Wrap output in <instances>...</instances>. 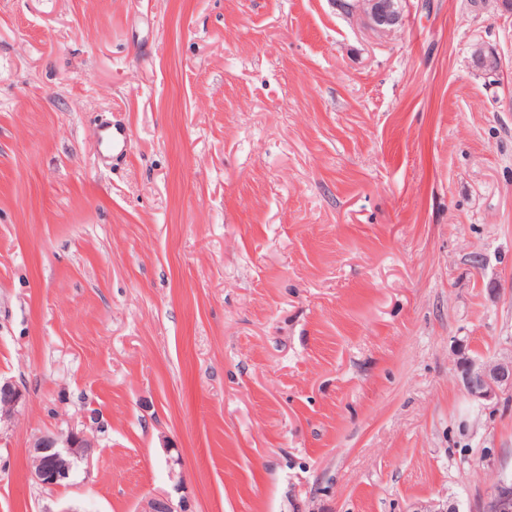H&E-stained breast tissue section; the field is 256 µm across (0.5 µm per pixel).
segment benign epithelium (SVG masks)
Returning a JSON list of instances; mask_svg holds the SVG:
<instances>
[{
    "label": "benign epithelium",
    "instance_id": "obj_1",
    "mask_svg": "<svg viewBox=\"0 0 512 512\" xmlns=\"http://www.w3.org/2000/svg\"><path fill=\"white\" fill-rule=\"evenodd\" d=\"M402 0H333L348 17L359 19L370 30L388 36L402 24ZM476 66L489 75L501 68L499 57L479 48L474 53ZM464 390L470 400L488 405L504 394L512 395V355L492 362L464 359L460 365ZM27 401L26 391L16 382L0 379V423L12 420ZM104 427L97 409L84 412L79 422L65 421V426L37 434L29 448L33 469L31 478L43 488L55 489L71 482L73 470L83 465L90 472L94 451L99 447L97 432ZM484 512H512V490L500 481L483 505ZM138 512H187L184 500L168 492L152 494Z\"/></svg>",
    "mask_w": 512,
    "mask_h": 512
}]
</instances>
